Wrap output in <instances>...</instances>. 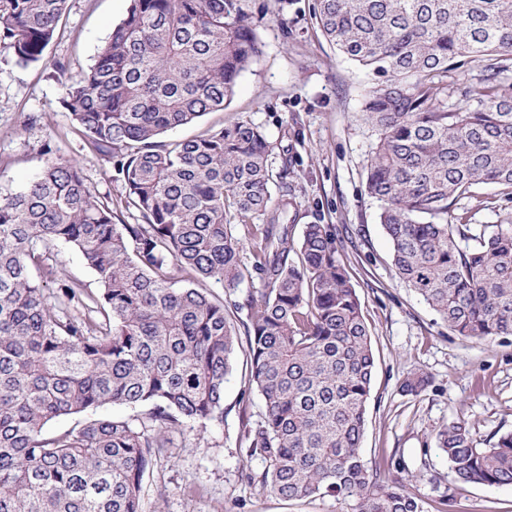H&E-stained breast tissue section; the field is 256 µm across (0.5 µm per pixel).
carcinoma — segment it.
<instances>
[{
  "label": "carcinoma",
  "instance_id": "carcinoma-1",
  "mask_svg": "<svg viewBox=\"0 0 512 512\" xmlns=\"http://www.w3.org/2000/svg\"><path fill=\"white\" fill-rule=\"evenodd\" d=\"M68 0H0V44L16 63L45 51ZM324 38L377 78L363 107L376 135L367 194L381 205L398 280L459 336H512V223L470 224L457 202L482 184L512 191V0H315ZM262 53L239 0H131L62 105L113 164L143 223L125 224L54 157L0 194V512H145L143 479L173 433L224 422L239 346L224 302L243 227L263 283L242 323L260 421L245 426L248 471L284 500L331 497L347 512H425L411 479L362 459L376 359L336 237L305 225L290 242L288 198L273 196L265 131L234 121L193 139L166 131L231 103ZM482 77L448 105L452 72ZM55 243L76 248L99 293L59 280ZM40 271L35 279L32 270ZM145 417L104 419V405ZM78 422L61 432L46 425ZM437 447L463 484L512 485V432L479 446L464 423Z\"/></svg>",
  "mask_w": 512,
  "mask_h": 512
}]
</instances>
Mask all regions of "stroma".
<instances>
[{"label":"stroma","mask_w":512,"mask_h":512,"mask_svg":"<svg viewBox=\"0 0 512 512\" xmlns=\"http://www.w3.org/2000/svg\"><path fill=\"white\" fill-rule=\"evenodd\" d=\"M314 0H241L257 26L259 60L239 78L229 108L167 131L180 141L237 120L261 126L271 144L269 165L277 186L288 189L291 238L308 224L330 225L372 335L376 369L362 440L368 465L389 478L412 476L427 512L446 495L456 512H512V486L456 483L437 432L466 423L474 439L512 431V337L491 342L452 333L429 306L400 283L379 205L365 191L366 165L375 135L362 106L372 74L339 54L322 37ZM130 0H69L43 61L17 64L0 47V191H20L50 155L77 161L86 184L103 201L117 203L126 189L113 167L75 129L61 99L63 86L80 80ZM65 61L64 74L52 69ZM459 212L474 224L512 221V196L495 186L478 188ZM62 281L94 293L95 274L79 252L58 243L48 251ZM246 357L236 352L224 384V422L200 438L174 435L143 480L146 512H346L335 499L285 501L249 483L245 470L262 472L263 459L246 454L242 422H257L262 400L244 385ZM425 374L419 393L403 380Z\"/></svg>","instance_id":"1"}]
</instances>
